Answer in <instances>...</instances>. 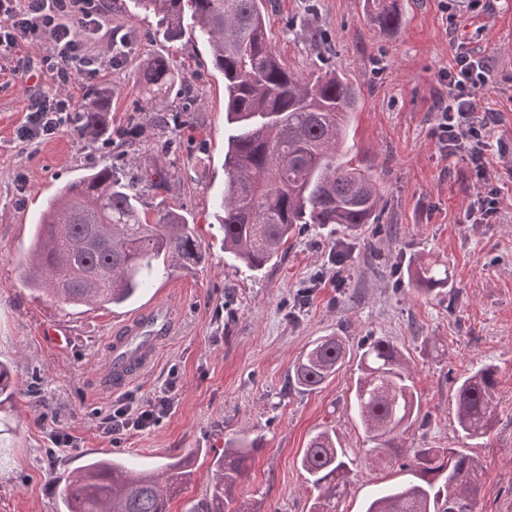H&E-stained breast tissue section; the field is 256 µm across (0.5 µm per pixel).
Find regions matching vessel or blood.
<instances>
[{"label":"vessel or blood","mask_w":512,"mask_h":512,"mask_svg":"<svg viewBox=\"0 0 512 512\" xmlns=\"http://www.w3.org/2000/svg\"><path fill=\"white\" fill-rule=\"evenodd\" d=\"M172 333V316L167 307L156 306L139 316L126 335L110 340L106 363L108 383L120 387L144 371L161 343Z\"/></svg>","instance_id":"obj_1"}]
</instances>
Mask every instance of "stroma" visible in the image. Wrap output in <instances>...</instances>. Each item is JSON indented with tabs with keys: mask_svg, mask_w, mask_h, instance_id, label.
<instances>
[{
	"mask_svg": "<svg viewBox=\"0 0 512 512\" xmlns=\"http://www.w3.org/2000/svg\"><path fill=\"white\" fill-rule=\"evenodd\" d=\"M365 0H264L276 53L302 75L334 70L359 92L349 129L350 163L365 170L382 197L377 224H307L296 229L282 258L259 273L226 265L216 199L224 188V78L206 44L184 30L170 39L135 0H106L94 52L120 43L119 63L100 76H75L66 93L82 104L107 95L112 129H125L145 105L137 78L144 59L168 58L177 72L171 108L191 103L187 127L160 138L144 118L130 164L157 160L174 171L169 188L140 190L147 214L169 206L185 213L206 258L158 273L121 308L90 311L34 298L20 262L46 200L92 166L110 163L103 138L73 127L50 138L20 141L32 87L54 91L47 70L49 39L19 40L0 52V360L10 361L16 392L0 412V512H57L59 483L88 458L114 445L98 416L119 399L143 401L177 369L175 407L162 422L124 437L119 455L155 467L196 452L195 475L168 504L194 512L205 497L224 442L258 440L249 463L245 502L258 512H309L313 491L300 466L308 440L324 428L344 447L364 448L350 408L360 354L385 338L405 354L420 398L419 420L404 437L408 448H456L481 475L478 512H512V0L489 12L457 10L448 25L439 0H399L400 26L370 22ZM483 57L487 81L480 111L491 113L487 179L468 161L442 152L433 136L434 109L445 95L444 75L458 43ZM33 73H25L22 63ZM496 193L500 215L470 220L478 196ZM447 263L448 288L425 294L411 277L421 259ZM155 305L169 306L176 331L154 363L119 390L99 379L105 345L122 322ZM61 325L69 344L44 334ZM345 339L343 367L320 388L288 382L300 354L320 336ZM496 365L494 424L483 437L463 438L453 393L459 378L481 364ZM61 428L74 446L49 457V433ZM409 468L365 466L339 503L364 512L377 490L412 481Z\"/></svg>",
	"mask_w": 512,
	"mask_h": 512,
	"instance_id": "stroma-1",
	"label": "stroma"
}]
</instances>
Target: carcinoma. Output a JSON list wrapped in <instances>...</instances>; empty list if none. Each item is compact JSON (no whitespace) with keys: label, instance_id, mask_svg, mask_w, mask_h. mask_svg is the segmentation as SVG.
Wrapping results in <instances>:
<instances>
[{"label":"carcinoma","instance_id":"obj_1","mask_svg":"<svg viewBox=\"0 0 512 512\" xmlns=\"http://www.w3.org/2000/svg\"><path fill=\"white\" fill-rule=\"evenodd\" d=\"M172 38L185 16L207 44L211 65L224 76V192L217 200L224 229V259L258 272L284 254L299 224H377L381 196L364 170L344 160L348 129L359 93L336 71L301 76L281 62L269 36L260 0H135ZM380 28H396L401 14L387 0H366ZM149 111L165 107L175 82L163 57L139 71ZM109 100L96 92L71 114L82 135L110 130ZM170 171L152 164L126 172L120 164L94 167L51 199L35 224L24 279L37 296L88 309L119 305L148 286L147 274L169 260L190 266L205 258L188 219L160 208L148 222L139 207V185L163 188ZM419 290L448 287L443 264L415 268ZM345 340L315 339L294 365L291 381L318 389L343 365ZM497 367L483 364L460 380L455 417L465 437L492 427ZM15 393L11 364L0 361V407ZM352 406L365 433L363 449L377 463L403 455L400 438L415 423L419 400L402 351L379 338L359 356ZM255 442L225 445L212 465L209 495L194 512H232L247 477ZM176 456L155 470L120 458L100 459L71 472L60 485V512H168L170 499L194 476L188 459ZM357 458L327 430L312 436L300 459L315 489L309 512H338ZM407 467L419 482L385 488L366 512H476L480 476L473 459L456 448H417Z\"/></svg>","mask_w":512,"mask_h":512}]
</instances>
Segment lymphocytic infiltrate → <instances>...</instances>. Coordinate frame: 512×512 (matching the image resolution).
<instances>
[{
	"label": "lymphocytic infiltrate",
	"instance_id": "obj_1",
	"mask_svg": "<svg viewBox=\"0 0 512 512\" xmlns=\"http://www.w3.org/2000/svg\"><path fill=\"white\" fill-rule=\"evenodd\" d=\"M100 0H21L10 6L0 0V50L17 39L31 35L48 38L56 50L52 78L69 83L75 73L97 76L101 61L84 43L85 36L99 25ZM486 78V62L463 51L447 74L448 95L436 106L434 136L438 147L449 155H461L475 167H483L491 123L481 114L477 93ZM71 103L68 99L34 91L27 110L29 121L17 136L30 141L57 133L66 127ZM177 377L164 380L145 402L118 401L106 410L102 429L113 441L157 426L174 409Z\"/></svg>",
	"mask_w": 512,
	"mask_h": 512
}]
</instances>
